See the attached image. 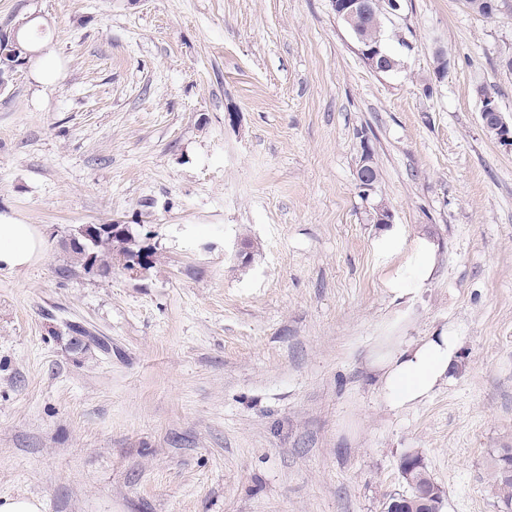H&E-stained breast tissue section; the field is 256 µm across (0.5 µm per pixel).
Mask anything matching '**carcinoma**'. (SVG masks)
<instances>
[{"mask_svg": "<svg viewBox=\"0 0 512 512\" xmlns=\"http://www.w3.org/2000/svg\"><path fill=\"white\" fill-rule=\"evenodd\" d=\"M469 9L486 18H491L512 9V0H465ZM385 16V0H366L363 12L358 17V27L363 40L369 46L379 49V55L385 58L389 67L398 66L396 57L382 46V28ZM14 36L0 33V52L7 53L5 61H28L34 56L28 25H14ZM72 252L79 265L87 272L108 276L112 270L125 271L135 258L146 255L145 269H150L157 259V252L144 248L132 240L129 225L124 224L114 230L109 224L92 226L86 232L79 229L78 236L71 243ZM400 477L406 486L403 495L414 497L420 487H432L434 479L427 467H415L409 472H401ZM493 477L498 486L499 499L504 506H512V448L501 449L493 465Z\"/></svg>", "mask_w": 512, "mask_h": 512, "instance_id": "obj_1", "label": "carcinoma"}]
</instances>
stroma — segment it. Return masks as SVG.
Segmentation results:
<instances>
[{
    "label": "stroma",
    "mask_w": 512,
    "mask_h": 512,
    "mask_svg": "<svg viewBox=\"0 0 512 512\" xmlns=\"http://www.w3.org/2000/svg\"><path fill=\"white\" fill-rule=\"evenodd\" d=\"M29 16L36 56L0 92V213L48 248L0 271V499L382 512L416 450L442 512H501L512 147L483 127L477 91L512 121V12L403 0L384 44L404 66L386 74L328 0H0V30ZM366 150L381 174L368 197ZM380 202L392 227L371 220ZM114 222L160 256L139 277L72 260L78 227ZM417 254L416 296L396 298ZM400 311L402 335L461 336L462 365L393 411L371 362ZM71 323L111 353L75 346Z\"/></svg>",
    "instance_id": "obj_1"
}]
</instances>
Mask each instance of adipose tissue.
I'll return each instance as SVG.
<instances>
[{"mask_svg": "<svg viewBox=\"0 0 512 512\" xmlns=\"http://www.w3.org/2000/svg\"><path fill=\"white\" fill-rule=\"evenodd\" d=\"M46 246V239L34 225L0 213V271L23 273ZM460 349V336L448 332L418 339L384 337L373 354L372 365L385 405L400 410L423 402L449 380L459 362Z\"/></svg>", "mask_w": 512, "mask_h": 512, "instance_id": "1", "label": "adipose tissue"}]
</instances>
